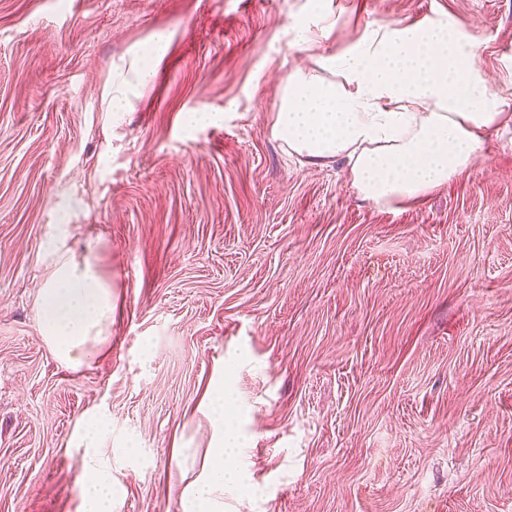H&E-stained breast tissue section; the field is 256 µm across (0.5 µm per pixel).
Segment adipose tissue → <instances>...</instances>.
I'll use <instances>...</instances> for the list:
<instances>
[{
	"label": "adipose tissue",
	"instance_id": "adipose-tissue-1",
	"mask_svg": "<svg viewBox=\"0 0 512 512\" xmlns=\"http://www.w3.org/2000/svg\"><path fill=\"white\" fill-rule=\"evenodd\" d=\"M479 58V45L461 43L444 25L377 28L356 50L294 70L273 132L305 164L344 159L351 187L374 206L420 199L469 175L489 134L512 123ZM73 234L61 220L43 237L41 251L54 270L39 290L38 320L43 341L76 370L112 334V284L96 244L74 251ZM205 408L215 446L183 496L182 512H223L225 483L244 481L232 462L239 436L224 423L223 385L212 389ZM82 485L83 512H112L111 473L89 467Z\"/></svg>",
	"mask_w": 512,
	"mask_h": 512
}]
</instances>
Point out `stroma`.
I'll list each match as a JSON object with an SVG mask.
<instances>
[{
  "label": "stroma",
  "instance_id": "stroma-1",
  "mask_svg": "<svg viewBox=\"0 0 512 512\" xmlns=\"http://www.w3.org/2000/svg\"><path fill=\"white\" fill-rule=\"evenodd\" d=\"M434 13L512 113V0H0V512H82L91 416L113 512H181L219 383L224 512H512V125L394 208L272 134L296 68ZM61 218L112 280L76 370L38 327ZM168 48V40L162 35H156L149 46L146 48L143 56V64L137 69L138 83L146 82L151 76V66H148V61L154 58L163 56Z\"/></svg>",
  "mask_w": 512,
  "mask_h": 512
}]
</instances>
